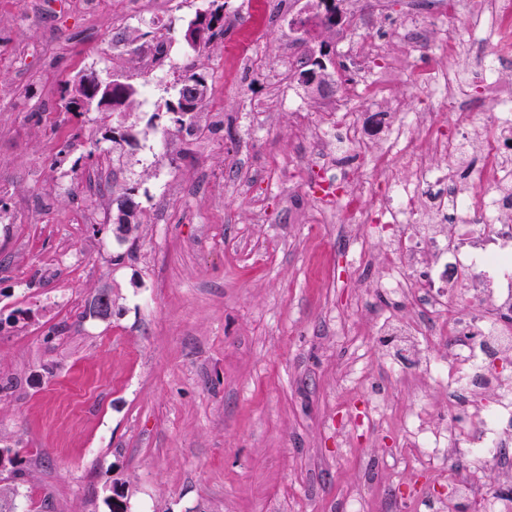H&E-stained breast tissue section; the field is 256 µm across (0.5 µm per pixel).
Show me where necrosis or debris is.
Here are the masks:
<instances>
[{
	"mask_svg": "<svg viewBox=\"0 0 512 512\" xmlns=\"http://www.w3.org/2000/svg\"><path fill=\"white\" fill-rule=\"evenodd\" d=\"M454 25L448 47L428 69L414 71L423 105L372 135L340 104L308 112L300 101L276 95L291 107L293 135L310 149V167L296 178L313 185V223L343 225L349 269L376 267L375 288L401 301L406 314H381L385 335L416 348L420 337L448 344L440 356L415 358L423 379L447 384L448 415L431 422L427 412L406 414L402 438L422 469L447 474L448 494L433 498L430 512H512V83L501 71L512 64V0H438ZM415 25L405 18L384 51L395 53ZM336 40L359 61L382 49L345 32ZM490 45L477 74L449 66L460 48ZM478 85L489 110L474 108L467 93ZM451 111L441 123L439 111ZM352 151L375 172L380 190L366 186L360 169L312 184L311 167ZM447 160L435 167V157ZM477 161L467 184L459 169ZM384 250L370 248L372 235ZM501 474L498 494L485 495L483 467Z\"/></svg>",
	"mask_w": 512,
	"mask_h": 512,
	"instance_id": "necrosis-or-debris-1",
	"label": "necrosis or debris"
}]
</instances>
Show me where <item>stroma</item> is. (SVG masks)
<instances>
[{
	"label": "stroma",
	"mask_w": 512,
	"mask_h": 512,
	"mask_svg": "<svg viewBox=\"0 0 512 512\" xmlns=\"http://www.w3.org/2000/svg\"><path fill=\"white\" fill-rule=\"evenodd\" d=\"M211 0H0V473L17 512H410L419 493L448 486L419 469L400 419L429 403L448 414V391L411 382L387 354L374 309L377 268L350 276L342 225L313 224L314 197L291 171L309 151L291 138V111L260 134L240 119L263 99L288 45L315 54L333 44L301 0L297 14L265 5L239 64L222 39L195 50L180 33ZM380 8L386 40L413 10L440 24L433 0H343ZM149 31L171 42L176 79L152 105L118 116L69 112L64 88L86 70L140 86L131 42ZM193 70L212 92L175 129L168 105ZM401 75L377 104L355 103L366 125L420 108ZM128 143L113 145V129ZM279 162L276 190L269 165ZM120 169L141 223L116 232L110 182ZM265 223L254 221V196ZM112 314L88 312L100 293ZM363 369L355 386L347 374ZM385 391L383 419L368 421Z\"/></svg>",
	"instance_id": "1"
}]
</instances>
